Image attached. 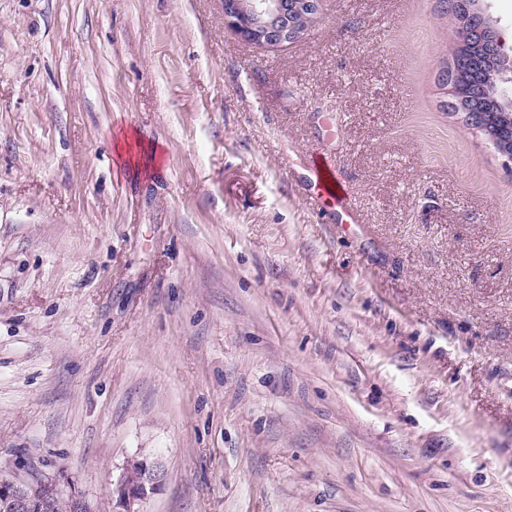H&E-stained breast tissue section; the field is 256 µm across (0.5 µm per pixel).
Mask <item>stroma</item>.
Masks as SVG:
<instances>
[{"label": "stroma", "instance_id": "obj_1", "mask_svg": "<svg viewBox=\"0 0 512 512\" xmlns=\"http://www.w3.org/2000/svg\"><path fill=\"white\" fill-rule=\"evenodd\" d=\"M437 0H0V469L142 512H512V162ZM138 161L128 167L117 143ZM332 148L358 223L312 199ZM322 0H224V22L250 44L277 48L302 38L317 22ZM444 81L445 83H448L447 90L451 106H453L456 112L461 115L465 125L469 129L484 132L481 114L472 109L471 95L461 91L458 84L455 81H452V76L445 78ZM486 112L490 114L491 120H489L484 134L493 142V144L495 142V138L496 140L507 139L510 141V147L512 149V112L510 115L509 112L503 111L500 108H496L494 112ZM495 147H497L501 156L512 161V152L510 149H506L499 144H496ZM158 462L147 458L127 461L112 489V509L114 512H142L139 507L156 489L160 477ZM134 470L137 471L132 480Z\"/></svg>", "mask_w": 512, "mask_h": 512}]
</instances>
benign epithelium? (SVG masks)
Here are the masks:
<instances>
[{"instance_id": "benign-epithelium-1", "label": "benign epithelium", "mask_w": 512, "mask_h": 512, "mask_svg": "<svg viewBox=\"0 0 512 512\" xmlns=\"http://www.w3.org/2000/svg\"><path fill=\"white\" fill-rule=\"evenodd\" d=\"M483 0H451L448 8L457 11L459 46L476 41L493 57L502 58L503 43L498 28L481 7ZM322 13V0H224V22L250 44L277 48L302 38L305 25L316 22ZM448 83L451 106L465 125L484 131L481 114L472 109L471 95L460 90L452 78ZM159 465L145 458L128 461L112 489L113 512H141L144 503L156 489ZM49 487L63 499L67 512H92L89 499L74 483L57 476L34 473L18 477L0 472V501L8 512H36L37 493Z\"/></svg>"}]
</instances>
